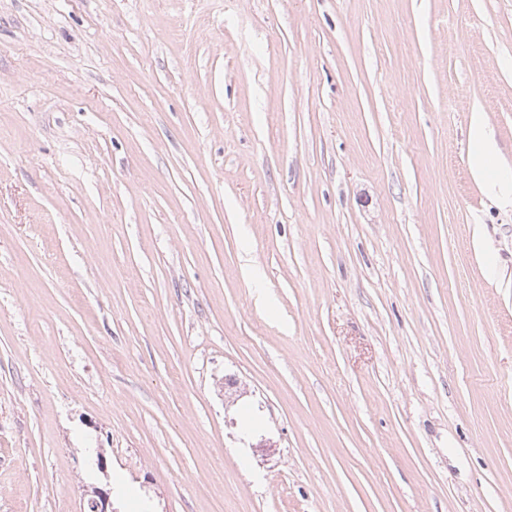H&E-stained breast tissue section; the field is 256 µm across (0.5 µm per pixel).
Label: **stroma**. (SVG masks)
<instances>
[{
  "label": "stroma",
  "mask_w": 512,
  "mask_h": 512,
  "mask_svg": "<svg viewBox=\"0 0 512 512\" xmlns=\"http://www.w3.org/2000/svg\"><path fill=\"white\" fill-rule=\"evenodd\" d=\"M478 114L512 0H0V512H512Z\"/></svg>",
  "instance_id": "35a3bbf8"
}]
</instances>
